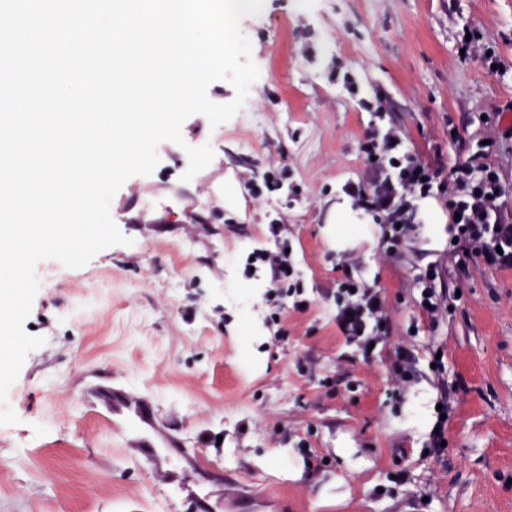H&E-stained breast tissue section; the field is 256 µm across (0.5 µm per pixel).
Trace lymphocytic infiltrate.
I'll use <instances>...</instances> for the list:
<instances>
[{"label": "lymphocytic infiltrate", "mask_w": 512, "mask_h": 512, "mask_svg": "<svg viewBox=\"0 0 512 512\" xmlns=\"http://www.w3.org/2000/svg\"><path fill=\"white\" fill-rule=\"evenodd\" d=\"M393 140L388 134L364 144V152L379 160L380 166L370 188L348 189L360 205L382 214L378 239L382 252L401 257L417 230L413 197L429 194L438 185L452 197L449 209L453 218L448 226L452 264L462 265L477 257L490 266L512 268V209L503 199L498 168L480 154L454 166L447 180L439 183L421 159L400 153ZM269 233L275 240L274 248L255 252L250 266L269 279L266 302L275 317L286 308H301L303 286L292 277L284 225H270ZM447 276L446 268L430 265L414 278V306L429 321H438L448 311ZM330 296L336 306V322L357 350L368 351L370 344L388 336L389 318L375 288L350 277L339 282Z\"/></svg>", "instance_id": "1"}]
</instances>
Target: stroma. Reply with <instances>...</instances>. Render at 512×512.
<instances>
[{
  "instance_id": "obj_1",
  "label": "stroma",
  "mask_w": 512,
  "mask_h": 512,
  "mask_svg": "<svg viewBox=\"0 0 512 512\" xmlns=\"http://www.w3.org/2000/svg\"><path fill=\"white\" fill-rule=\"evenodd\" d=\"M240 27L259 76L235 116L215 127L189 117L184 145L161 143L154 172L114 195L131 245L78 269L36 268L26 324L45 343L0 403V512H226L233 483L256 491L250 512H512V268L469 261L448 280L452 310L418 319L411 337L412 279L447 264V243L417 237L400 262L377 241L340 247L328 232L337 208L354 205L348 186L374 177L362 145L391 131L440 182L488 153L512 206V138L501 136L512 0H264ZM488 46L501 71L485 69ZM382 96L394 111L378 113ZM206 143L224 150L183 181L185 146ZM194 198L202 206L184 220ZM272 224L286 225L311 299L283 315L278 338L268 282L245 272L273 247ZM349 274L379 289L389 313L368 359L328 296ZM400 346L414 347L421 378L394 410ZM441 379L454 400L448 445L426 457ZM115 385L148 399L194 456L150 461L128 447L103 397ZM404 471L407 483L377 496Z\"/></svg>"
}]
</instances>
